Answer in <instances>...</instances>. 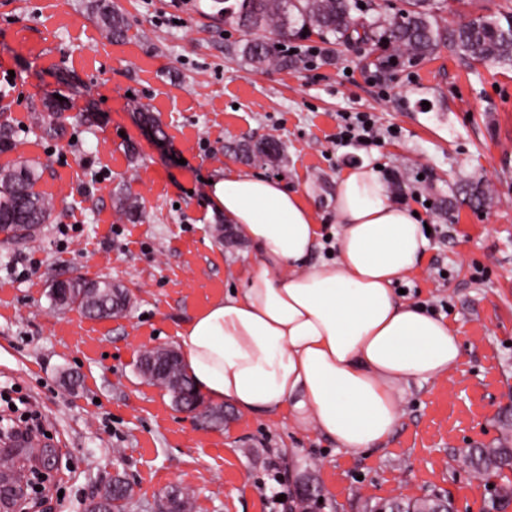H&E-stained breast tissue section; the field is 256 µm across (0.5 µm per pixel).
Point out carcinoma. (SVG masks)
Returning <instances> with one entry per match:
<instances>
[{"label": "carcinoma", "mask_w": 512, "mask_h": 512, "mask_svg": "<svg viewBox=\"0 0 512 512\" xmlns=\"http://www.w3.org/2000/svg\"><path fill=\"white\" fill-rule=\"evenodd\" d=\"M98 13L108 35L115 41L126 36V22L112 5V0H97ZM224 3L216 11L224 24L242 32L233 53L246 65L262 70H299L306 67L302 54H292L279 45L317 35L329 45L330 61L340 56L341 48L352 43H369L372 52L364 57V68L377 77L392 82L400 72L414 63L434 56L440 48L477 62H490L512 68V4L503 10L448 28L440 14L441 0H403L394 7L391 0H215ZM60 107L46 101L32 106L39 128L48 136L61 138L67 128L59 115ZM16 148L11 124L0 121V152ZM246 162L260 159L277 163L283 155L279 140L268 137L252 146L237 143L226 147ZM42 177V166L23 162L0 171V230L29 235L47 223L52 215L51 199L36 190ZM63 297L79 301L91 317L108 318L122 311L120 287L103 284L97 288H65ZM159 386L172 390L179 382L183 389L194 387L191 378L176 362L150 374ZM464 461L481 479L491 476L501 480L491 495L494 512H506L512 506V423H504V432L494 446L469 448ZM132 496L125 482L112 496V504L104 512H122ZM453 501L447 495L432 494L422 500L377 502L371 512H450Z\"/></svg>", "instance_id": "cac0c4a2"}]
</instances>
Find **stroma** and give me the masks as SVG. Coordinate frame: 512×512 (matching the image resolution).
<instances>
[{
  "label": "stroma",
  "mask_w": 512,
  "mask_h": 512,
  "mask_svg": "<svg viewBox=\"0 0 512 512\" xmlns=\"http://www.w3.org/2000/svg\"><path fill=\"white\" fill-rule=\"evenodd\" d=\"M128 21L108 37L95 0H0V104L20 144L0 168L37 160L51 197L30 238L0 232V416L35 412L55 448L49 479L26 512H84L101 482L133 489L125 512H152L176 489L193 512H280L277 492L316 490L314 512H368L380 499L448 492L456 512H488L489 485L464 460L512 420V69L448 49L376 82L345 51L336 63L251 71L228 54L242 37L211 0H112ZM61 96L66 137L45 136L32 103ZM147 107L158 126L142 122ZM374 114L379 146H337L346 113ZM279 139L280 164L241 162L226 147ZM368 163L400 173L393 199L431 233L400 283L407 300L448 319L462 354L443 381L411 384L392 438L369 454L337 449L285 418L225 406L193 421L145 379L148 348L175 347L195 312L240 287L255 259L209 211V179L232 168L282 178L323 223L327 257L337 179ZM136 198L135 219L117 203ZM128 288L126 312L62 309L54 283L73 271ZM280 464L272 471L270 461Z\"/></svg>",
  "instance_id": "obj_1"
}]
</instances>
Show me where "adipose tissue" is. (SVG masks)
<instances>
[{"label":"adipose tissue","instance_id":"obj_1","mask_svg":"<svg viewBox=\"0 0 512 512\" xmlns=\"http://www.w3.org/2000/svg\"><path fill=\"white\" fill-rule=\"evenodd\" d=\"M208 201L256 265L179 334L196 389L247 415L288 416L340 449L384 445L409 384L441 379L461 357L448 321L394 289L421 258L422 224L365 164L336 182L329 260L311 262L315 213L281 181L227 171Z\"/></svg>","mask_w":512,"mask_h":512}]
</instances>
